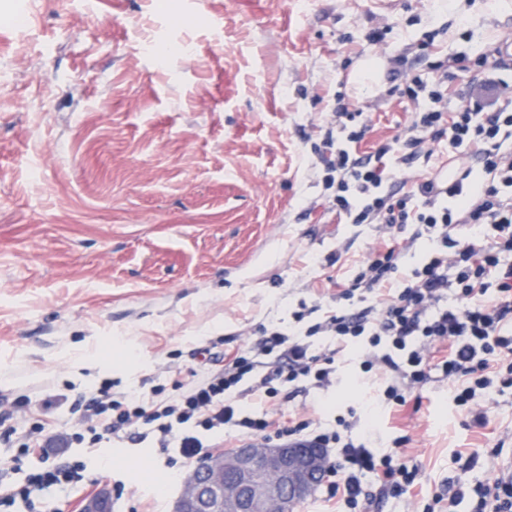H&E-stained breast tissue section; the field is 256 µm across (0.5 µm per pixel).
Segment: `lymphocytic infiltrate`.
I'll return each instance as SVG.
<instances>
[{
	"label": "lymphocytic infiltrate",
	"mask_w": 512,
	"mask_h": 512,
	"mask_svg": "<svg viewBox=\"0 0 512 512\" xmlns=\"http://www.w3.org/2000/svg\"><path fill=\"white\" fill-rule=\"evenodd\" d=\"M502 69V63L491 62L478 80L480 94H464L453 107L447 72L429 81L405 75L397 90L417 104L411 122L403 134L367 155L352 150L368 129L361 111L337 104L336 122L347 137L340 146L326 143L325 185L333 191V207L350 223L384 224L408 235L366 258L323 321L302 333L267 329L249 351L227 356L222 368L204 371L174 397L157 385L151 398L130 392L117 399L111 384H103L83 401V420L94 428L89 435H59L39 423L17 441L10 413L0 414V442L17 445L19 456L50 459L59 445L97 446L128 437L176 448L188 464L207 455L212 437L226 431L273 436L335 449L327 492L348 507H357L361 478L368 473L377 474L389 497L410 493L417 469L395 455L374 452L373 429L353 438L307 420L255 414L251 401L256 396L273 401L306 382L331 386L339 352L357 347L364 352L361 372L378 374L384 383V403L406 406L412 390L436 370L448 382L450 400L466 409V427L485 428L486 415L475 411L476 401L490 403L512 389V263L507 260L512 254V99L486 97L500 86ZM443 139L470 154L474 166L448 177H423L401 196L391 190L388 164L431 157L433 144ZM487 225L495 235L484 233ZM463 227L468 237H459ZM423 237L432 249L403 269L404 255ZM318 334L333 337L335 348L313 351L309 339ZM85 471L84 461L67 458L30 473L19 486L0 476V508L20 500L27 512H42L45 492L68 490L83 482ZM466 497L470 512H512V476L456 491L449 507Z\"/></svg>",
	"instance_id": "f902f5d3"
}]
</instances>
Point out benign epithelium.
<instances>
[{
  "label": "benign epithelium",
  "instance_id": "obj_1",
  "mask_svg": "<svg viewBox=\"0 0 512 512\" xmlns=\"http://www.w3.org/2000/svg\"><path fill=\"white\" fill-rule=\"evenodd\" d=\"M328 469V451L313 443L246 442L195 467L174 512H290ZM81 512H112L111 492L100 490Z\"/></svg>",
  "mask_w": 512,
  "mask_h": 512
}]
</instances>
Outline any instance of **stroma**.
Wrapping results in <instances>:
<instances>
[{"instance_id": "stroma-1", "label": "stroma", "mask_w": 512, "mask_h": 512, "mask_svg": "<svg viewBox=\"0 0 512 512\" xmlns=\"http://www.w3.org/2000/svg\"><path fill=\"white\" fill-rule=\"evenodd\" d=\"M26 2L18 30L17 0H0V395L26 401L22 432L76 425L69 400L104 380L117 397L157 384L173 396L202 367L191 350L216 341L230 354L264 327L323 320L393 235L347 223L327 199L314 147L336 124L337 92L368 121L364 154L415 110L386 93L389 57L424 75L447 63L454 104L475 90L478 58L512 35V0ZM460 51L467 67L450 62ZM79 349L90 358L76 367L63 353ZM355 368L343 357L328 391L275 408L335 426L383 397L378 376L350 379ZM420 395L419 411L386 406L375 420L417 486L388 498L365 475L360 512H424L449 481L494 477L482 459L460 463L512 432V393L473 430L439 372ZM68 454L88 480L47 493L44 512H80L104 485L114 512H171L190 470L128 439Z\"/></svg>"}]
</instances>
